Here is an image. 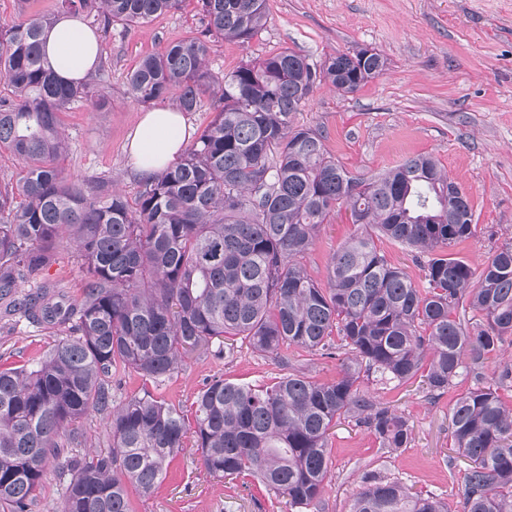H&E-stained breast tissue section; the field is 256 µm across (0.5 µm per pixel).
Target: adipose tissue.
Segmentation results:
<instances>
[{
	"mask_svg": "<svg viewBox=\"0 0 512 512\" xmlns=\"http://www.w3.org/2000/svg\"><path fill=\"white\" fill-rule=\"evenodd\" d=\"M44 37L46 55L64 81H80L100 63V34L80 19H61ZM187 129L181 112L161 108L145 112L128 144L136 173L150 175L165 169L184 149Z\"/></svg>",
	"mask_w": 512,
	"mask_h": 512,
	"instance_id": "ef3b65f1",
	"label": "adipose tissue"
}]
</instances>
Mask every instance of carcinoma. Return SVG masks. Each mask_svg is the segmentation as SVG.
Returning a JSON list of instances; mask_svg holds the SVG:
<instances>
[{
    "label": "carcinoma",
    "instance_id": "obj_1",
    "mask_svg": "<svg viewBox=\"0 0 512 512\" xmlns=\"http://www.w3.org/2000/svg\"><path fill=\"white\" fill-rule=\"evenodd\" d=\"M184 0H57L54 12L26 11L0 25V151L23 162L0 183V297L14 284L36 291L9 311L67 326L45 358L0 369V512H30L51 471L69 475L61 512H134L164 481L194 425L201 464L215 477L253 476L294 507L320 501L329 472L331 427L353 419L389 452L411 441L406 418L375 407L362 379H420L441 395L469 376L473 386L448 409L453 448L468 461L463 512H512V364L486 381V360L512 343V243L488 259L479 279L450 249L476 229L467 192L429 155L370 178L326 152L322 134L294 125L314 88L354 93L385 67L370 48L320 62L286 48L218 76L208 68L210 38L245 43L267 21V0H197L201 36L143 57L128 73L139 103L214 116L180 157L146 176L134 201L112 181L71 180L61 114L90 96L95 69L77 84L59 78L43 53V30L84 13L104 27L143 26ZM357 232L332 256L326 285L302 259L338 206ZM414 253L415 285L379 246ZM76 247L79 301L55 300L38 280L58 247ZM241 337L261 353L294 347L341 358L339 378L285 373L266 386L215 377L192 402L193 422L144 391L112 404L105 379L130 369L157 382L190 353ZM94 411L109 412L111 447L69 454L59 440ZM350 512H451L430 494L373 476Z\"/></svg>",
    "mask_w": 512,
    "mask_h": 512
}]
</instances>
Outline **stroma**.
<instances>
[{
    "label": "stroma",
    "instance_id": "35a3bbf8",
    "mask_svg": "<svg viewBox=\"0 0 512 512\" xmlns=\"http://www.w3.org/2000/svg\"><path fill=\"white\" fill-rule=\"evenodd\" d=\"M267 12L265 28L251 41L212 40L211 71L223 74L286 48L313 61L364 47L381 53L386 65L378 77L352 94L317 87L294 123L321 133L336 161L365 175L417 154L436 157L470 195L477 229L454 251L481 272L497 247L512 242V0H267ZM204 27L197 0H184L178 11L145 26L103 32L102 81L92 99L61 114L68 142L61 166L68 177L105 176L135 197L138 175L126 143L145 108L129 95L127 74L144 56L200 35ZM99 97L106 101L101 110L95 107ZM354 230L347 210L331 213L304 259L314 280L326 283L333 253ZM41 277L57 283L67 301L79 299L83 274L72 247L62 246ZM64 336L59 325L0 317V367L36 361ZM282 373L276 358L240 341L227 359L211 352L189 355L169 379L147 382L122 370L109 385L113 403L147 390L187 411L214 377L260 385ZM472 385L464 378L433 398L415 380L364 382L372 401L407 418L412 440L388 452L366 428L337 423L328 437L325 491L314 506H290L253 479L210 476L191 441L151 497L132 495L134 512H350L370 474L398 480L413 493L436 495L459 512L467 462L452 454L448 409ZM75 429L80 438L70 453L108 450L106 414L92 413Z\"/></svg>",
    "mask_w": 512,
    "mask_h": 512
}]
</instances>
